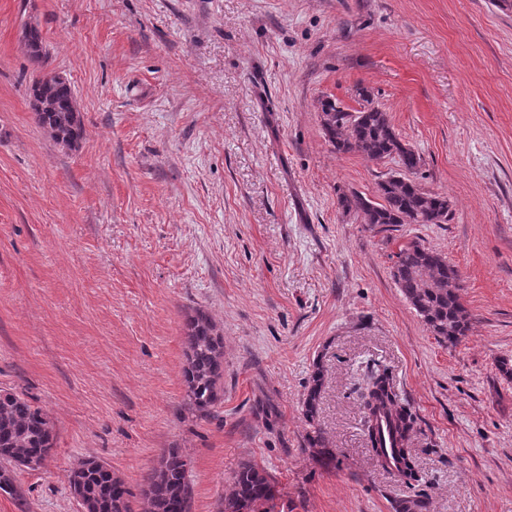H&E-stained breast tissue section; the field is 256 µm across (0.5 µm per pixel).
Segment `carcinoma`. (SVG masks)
Segmentation results:
<instances>
[{"label": "carcinoma", "instance_id": "obj_1", "mask_svg": "<svg viewBox=\"0 0 512 512\" xmlns=\"http://www.w3.org/2000/svg\"><path fill=\"white\" fill-rule=\"evenodd\" d=\"M28 54L46 55L40 31L32 28L25 37ZM36 122L50 137L66 147L82 140L84 128L70 104L69 86L57 82L31 86ZM363 104L350 112L340 103H320V120L329 143L338 153L355 152L369 161L391 159L399 170L378 183L375 199L357 193L342 194L339 205L364 224L388 228L395 224H445L448 197L423 189L411 175L421 156L402 142L388 115L373 103L370 94L359 91ZM392 277L402 294L439 340L453 346L470 328V315L460 300L458 271L432 249L413 242L396 254ZM186 364L183 369L188 397L206 412L224 393V342L211 317L197 310L186 319ZM323 386V371L316 367L302 407L307 421L315 423ZM363 427L376 466L386 472L395 468L405 483L422 482L417 457L410 448L415 416L396 392L385 369L372 371L362 395ZM389 428L393 448L383 446L380 424ZM54 447L53 425L42 409L25 394L0 390V491L19 495L14 469L35 470L44 464ZM232 493L224 500V512H276L275 495L264 468L246 462L231 478ZM72 489H80L84 512H131L129 492L112 470L96 459L84 461L70 477ZM192 485L188 463L177 448H169L156 466L143 477L142 494L150 512H189ZM422 495L398 500L395 512H425Z\"/></svg>", "mask_w": 512, "mask_h": 512}]
</instances>
